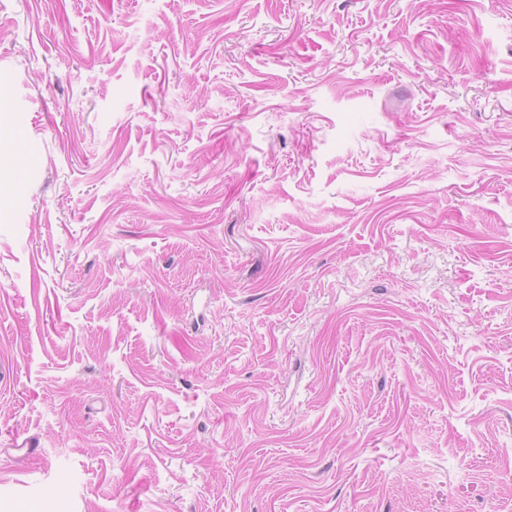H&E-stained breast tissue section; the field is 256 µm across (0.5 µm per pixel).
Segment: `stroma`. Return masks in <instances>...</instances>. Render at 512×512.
<instances>
[{
  "mask_svg": "<svg viewBox=\"0 0 512 512\" xmlns=\"http://www.w3.org/2000/svg\"><path fill=\"white\" fill-rule=\"evenodd\" d=\"M0 512H512V0H0Z\"/></svg>",
  "mask_w": 512,
  "mask_h": 512,
  "instance_id": "1",
  "label": "stroma"
}]
</instances>
